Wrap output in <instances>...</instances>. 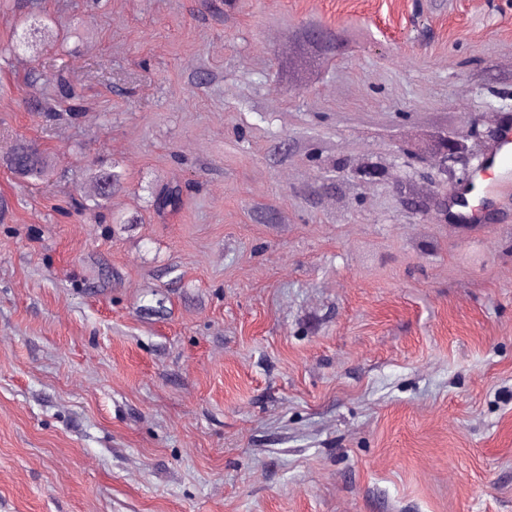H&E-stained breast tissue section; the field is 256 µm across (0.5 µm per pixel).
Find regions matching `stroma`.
<instances>
[{
    "instance_id": "1",
    "label": "stroma",
    "mask_w": 512,
    "mask_h": 512,
    "mask_svg": "<svg viewBox=\"0 0 512 512\" xmlns=\"http://www.w3.org/2000/svg\"><path fill=\"white\" fill-rule=\"evenodd\" d=\"M37 11L34 53L0 0V156L54 163L0 166V512H512V194L451 224L394 188L438 177L403 153L431 126L482 157L512 123V0ZM308 22L354 41L304 52ZM60 74L84 112L48 122L27 101ZM330 155L385 174L311 207ZM114 161L124 189L74 211ZM21 153L28 161L21 166L13 164L15 154ZM0 164L5 166L18 179L23 181H44L51 176L49 156L36 146L27 142H18L5 156L0 158ZM184 190L178 182L165 183L154 188L151 192V206L158 215L178 210L183 202Z\"/></svg>"
}]
</instances>
